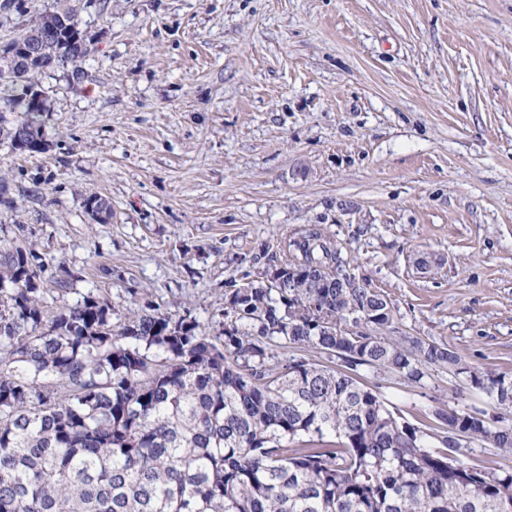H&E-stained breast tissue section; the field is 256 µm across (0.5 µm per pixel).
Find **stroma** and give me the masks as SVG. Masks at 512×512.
Instances as JSON below:
<instances>
[{"instance_id":"stroma-1","label":"stroma","mask_w":512,"mask_h":512,"mask_svg":"<svg viewBox=\"0 0 512 512\" xmlns=\"http://www.w3.org/2000/svg\"><path fill=\"white\" fill-rule=\"evenodd\" d=\"M79 19L83 78L36 77L45 152L0 142V241L48 262L41 288L213 329L227 283L316 225L388 299L387 336L512 376V0H89ZM363 375L409 422L512 425L448 370Z\"/></svg>"}]
</instances>
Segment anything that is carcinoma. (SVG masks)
Listing matches in <instances>:
<instances>
[{
  "label": "carcinoma",
  "mask_w": 512,
  "mask_h": 512,
  "mask_svg": "<svg viewBox=\"0 0 512 512\" xmlns=\"http://www.w3.org/2000/svg\"><path fill=\"white\" fill-rule=\"evenodd\" d=\"M20 38L39 59L0 56V102L20 113L0 137L45 150L35 76L83 75L78 8L41 13ZM279 280L232 281L215 335L147 302L112 324L87 293L54 313L44 261L0 245V512H512V471L448 467L460 432L512 453V427L479 410L438 409L433 432L357 381L363 367L415 383L428 366L467 374L512 407V378L463 364L448 344L385 336L392 309L349 273L312 225L285 242ZM367 318L349 328L350 313ZM314 349L336 364L275 349ZM307 437L309 443L293 444Z\"/></svg>",
  "instance_id": "1"
}]
</instances>
